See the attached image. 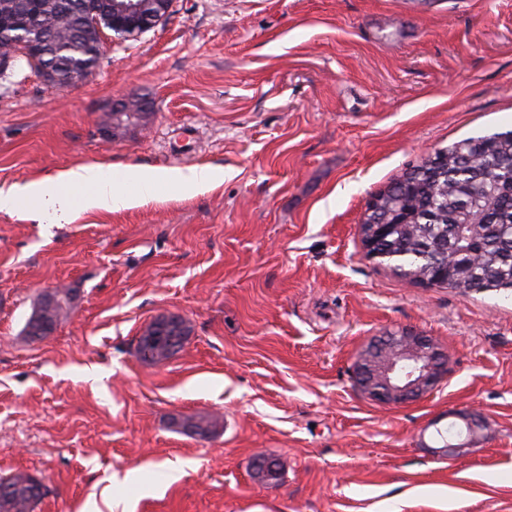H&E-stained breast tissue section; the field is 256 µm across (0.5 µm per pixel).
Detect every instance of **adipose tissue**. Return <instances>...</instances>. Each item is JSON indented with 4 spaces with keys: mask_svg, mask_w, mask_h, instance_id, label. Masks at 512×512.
<instances>
[{
    "mask_svg": "<svg viewBox=\"0 0 512 512\" xmlns=\"http://www.w3.org/2000/svg\"><path fill=\"white\" fill-rule=\"evenodd\" d=\"M126 178L138 187V195L119 189L103 166L79 165L40 180L1 186L0 209L12 207L17 198L26 197L68 222L78 210L112 212L133 207L162 183H175L191 195L216 182L213 170L208 167L187 171L132 167Z\"/></svg>",
    "mask_w": 512,
    "mask_h": 512,
    "instance_id": "adipose-tissue-1",
    "label": "adipose tissue"
}]
</instances>
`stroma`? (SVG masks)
I'll return each mask as SVG.
<instances>
[{
    "label": "stroma",
    "instance_id": "35a3bbf8",
    "mask_svg": "<svg viewBox=\"0 0 512 512\" xmlns=\"http://www.w3.org/2000/svg\"><path fill=\"white\" fill-rule=\"evenodd\" d=\"M145 128L100 133L113 103ZM512 130V0H173L107 43L66 91L25 63L0 81V186L100 164L223 169L184 195L40 224L0 210V478L49 490L34 512H512V301L426 287L366 258L369 201L435 149ZM73 289L44 340L42 294ZM176 314L156 364L142 329ZM413 328L448 354L429 395L359 392L356 353ZM214 414L203 438L185 417ZM468 416L476 439L442 453ZM275 460L258 479V457ZM73 289L70 288H55V293L60 297V304L57 308L54 310L47 312L45 314V305H44V296L47 294V292L42 295L40 298L38 305L36 307V310L34 314L29 318L27 324H26V330L28 326H30L38 317H45L50 322V328L47 330L46 334L42 336H31L28 332L27 335L34 341H40L46 338L50 333L53 332L54 326L58 325V323L66 318L69 315V309L71 307L70 301H69V294L72 292ZM189 332L190 328L186 321L171 322L167 320V316H159L152 320L145 327L141 336H139L136 351L137 347L143 343L151 344L157 353L155 362L167 360L183 348ZM171 339L178 340L176 344L179 347L175 350H171V345L173 344Z\"/></svg>",
    "mask_w": 512,
    "mask_h": 512
}]
</instances>
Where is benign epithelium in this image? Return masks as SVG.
<instances>
[{
	"mask_svg": "<svg viewBox=\"0 0 512 512\" xmlns=\"http://www.w3.org/2000/svg\"><path fill=\"white\" fill-rule=\"evenodd\" d=\"M27 2V12L21 16L8 10L0 13V38L9 39V53H0V68H7L13 56L23 55L50 89L65 90L68 85L57 84L51 68L44 63L48 35L32 25L39 12V0ZM172 3L173 0H159L156 11L145 15L140 0H123L110 12V34L103 28L99 12H87L79 5L73 26L81 34L96 36L102 50L114 33L130 38L157 26L169 16ZM391 231L392 225L367 219L363 227L365 248H370L373 239L386 237ZM447 368L448 355L439 343L415 330L404 329L371 340L355 358L353 377L365 396L386 404H401L433 391Z\"/></svg>",
	"mask_w": 512,
	"mask_h": 512,
	"instance_id": "1",
	"label": "benign epithelium"
}]
</instances>
